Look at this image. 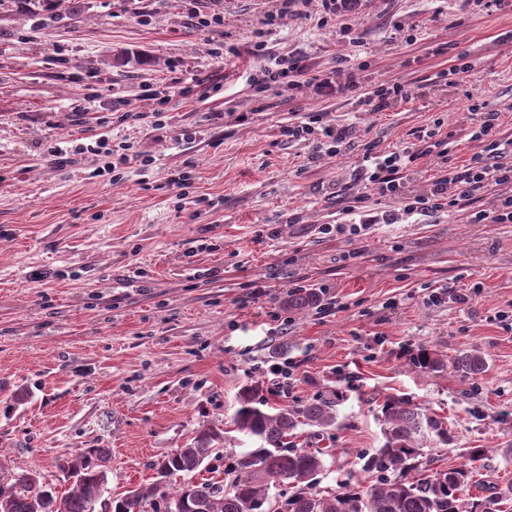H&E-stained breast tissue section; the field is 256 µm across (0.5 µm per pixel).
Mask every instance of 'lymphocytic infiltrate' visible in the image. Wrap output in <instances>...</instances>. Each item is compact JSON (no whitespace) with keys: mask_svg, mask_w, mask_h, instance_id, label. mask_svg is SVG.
<instances>
[{"mask_svg":"<svg viewBox=\"0 0 512 512\" xmlns=\"http://www.w3.org/2000/svg\"><path fill=\"white\" fill-rule=\"evenodd\" d=\"M264 80L268 83L284 82L289 89L297 91L310 86L319 94L334 97L348 95L357 85L353 79L342 82L319 74L306 75L304 68L293 60L282 62L280 68L268 71ZM470 110L476 122L472 139L477 142L479 150L468 164H449L445 141L432 130L423 131L419 135V142L425 145L421 151L408 147L400 152L377 155L372 147H365L364 163L360 169L364 190L352 197L353 205L359 208V221L337 225V233L356 235L363 228L378 222L395 223V215L379 217L363 208L365 193L370 190L382 196H399L405 168L423 154L438 159L441 174L432 182L428 192L406 202V213L438 212L453 208L468 213L475 223L488 220L495 224H511L512 161L508 160L507 154L512 151V147L497 137L498 113L482 111L476 103L471 105ZM280 133L291 141L309 142L310 156L314 159L341 154L352 146L350 131L341 124L324 122L315 128L311 123L299 121L281 126ZM491 186L498 187L499 194L496 206L487 211L482 209L481 201L484 192Z\"/></svg>","mask_w":512,"mask_h":512,"instance_id":"1","label":"lymphocytic infiltrate"}]
</instances>
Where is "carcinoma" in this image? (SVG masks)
<instances>
[{"label":"carcinoma","instance_id":"1","mask_svg":"<svg viewBox=\"0 0 512 512\" xmlns=\"http://www.w3.org/2000/svg\"><path fill=\"white\" fill-rule=\"evenodd\" d=\"M319 301L315 290L299 288L288 296L286 306L302 312ZM411 362L424 374L447 366L427 348L412 354ZM452 368L476 380L487 362L473 349L455 357ZM261 392L257 381L242 386L231 417L235 430L256 438L258 446L239 454L216 482L171 486L172 479L197 472L226 439L224 429L202 425L190 443L158 463L154 483L116 498L108 488L106 448H87L61 465L71 481L62 496L46 489L33 471L0 473V512H146L148 505L154 512H512L511 480L481 484L478 500L470 495L490 449H470L466 462L455 467H432L425 448L448 444V423L397 394L384 396L378 404L383 442L360 454L364 477L334 492L321 491L316 484L325 469V452L317 444L333 436L336 404L313 399L272 412L263 408ZM304 426L310 430H302ZM274 483L288 486L282 502L270 495Z\"/></svg>","mask_w":512,"mask_h":512}]
</instances>
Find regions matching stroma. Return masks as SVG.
I'll use <instances>...</instances> for the list:
<instances>
[{
    "instance_id": "1",
    "label": "stroma",
    "mask_w": 512,
    "mask_h": 512,
    "mask_svg": "<svg viewBox=\"0 0 512 512\" xmlns=\"http://www.w3.org/2000/svg\"><path fill=\"white\" fill-rule=\"evenodd\" d=\"M81 3L75 21L41 0L27 10L0 0V464L36 469L64 492V460L106 448L116 496L151 482L199 426L228 423L239 389L259 380L273 405L336 401L322 486L335 487L350 453L380 447L376 401L392 393L447 420L437 467L489 448L479 480H512V460L495 452L512 440L502 422L512 418V224L404 213L440 174L425 156L401 196L367 200L397 223L331 230L351 220L364 144L399 151L439 120L451 161L467 163L477 96L512 136V5L354 0L327 21L317 0L285 15L277 0ZM215 7L223 26L195 27L194 11ZM260 29L268 52L254 57ZM226 40L236 53L218 52ZM461 54L476 68L443 79ZM288 55L412 98L371 115L353 93L260 88ZM153 88L170 97L162 129ZM120 97L144 119L113 120ZM296 110L350 126L353 147L309 160L304 142L279 135ZM102 136L154 164L112 183L94 176L96 156L64 167L44 158L52 143ZM181 171L192 176L183 201L169 182ZM298 282L321 300L290 313ZM256 283L267 288L259 298ZM422 345L448 360L480 350L487 370L420 373L409 357Z\"/></svg>"
}]
</instances>
